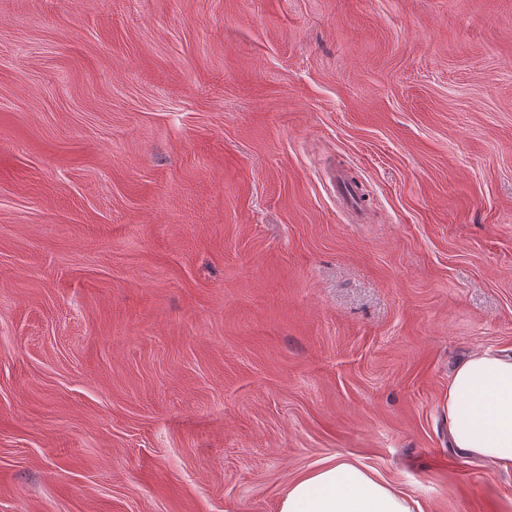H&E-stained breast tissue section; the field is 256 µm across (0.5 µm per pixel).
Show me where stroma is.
<instances>
[{
    "label": "stroma",
    "mask_w": 512,
    "mask_h": 512,
    "mask_svg": "<svg viewBox=\"0 0 512 512\" xmlns=\"http://www.w3.org/2000/svg\"><path fill=\"white\" fill-rule=\"evenodd\" d=\"M484 350L512 0H0V512H279L337 458L512 512L449 434ZM336 189L346 208L357 218L363 212V203L359 193L351 183L342 175L336 178Z\"/></svg>",
    "instance_id": "stroma-1"
}]
</instances>
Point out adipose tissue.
<instances>
[{
	"label": "adipose tissue",
	"mask_w": 512,
	"mask_h": 512,
	"mask_svg": "<svg viewBox=\"0 0 512 512\" xmlns=\"http://www.w3.org/2000/svg\"><path fill=\"white\" fill-rule=\"evenodd\" d=\"M448 421L454 448L512 470V353H474L456 366L448 382ZM279 512L412 510L383 479L336 461L293 482Z\"/></svg>",
	"instance_id": "ef3b65f1"
}]
</instances>
